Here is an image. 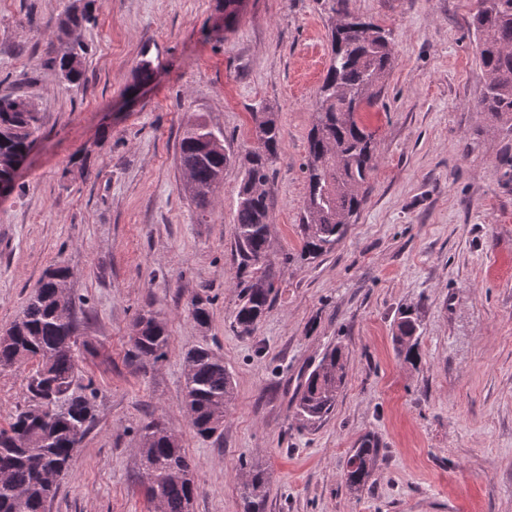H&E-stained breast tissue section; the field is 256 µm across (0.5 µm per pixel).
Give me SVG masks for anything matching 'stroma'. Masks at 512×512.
<instances>
[{
    "mask_svg": "<svg viewBox=\"0 0 512 512\" xmlns=\"http://www.w3.org/2000/svg\"><path fill=\"white\" fill-rule=\"evenodd\" d=\"M57 0H0V95L34 100L41 128L15 187L0 194V333L52 265L69 267L78 390L94 419L46 512H154L138 479L140 434L158 420L197 465L193 512H241L244 466L264 464L265 512H512V131L481 113L471 25L477 0H350L390 29L397 57L376 105L365 202L330 253L300 259L307 135L330 61L323 0H94L96 24L72 86L54 56ZM154 74L137 84L141 60ZM282 132L270 194L276 296L248 334L233 224L241 174L212 206L183 190L178 144L196 118L249 145L259 112ZM209 298L210 318L190 316ZM420 322L418 359L393 342L402 310ZM152 313L164 361L131 356ZM348 374L316 428L294 417L306 373L332 346ZM224 361L234 395L204 438L185 407V357ZM33 362L0 372V429L29 404ZM379 455L363 490L343 466L364 437Z\"/></svg>",
    "mask_w": 512,
    "mask_h": 512,
    "instance_id": "1",
    "label": "stroma"
}]
</instances>
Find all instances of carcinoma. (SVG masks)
Masks as SVG:
<instances>
[{
  "label": "carcinoma",
  "mask_w": 512,
  "mask_h": 512,
  "mask_svg": "<svg viewBox=\"0 0 512 512\" xmlns=\"http://www.w3.org/2000/svg\"><path fill=\"white\" fill-rule=\"evenodd\" d=\"M343 24L331 31V60L315 101L308 132L305 164L306 193L298 229L300 256L316 258L333 251L347 233L351 219L365 201L362 193L376 162L374 132L360 112L375 104L383 80L395 66L390 33L364 20L349 8V0H326ZM61 12L55 56L48 64L75 84L84 76L85 44L74 33L96 21L92 0H60ZM485 83L480 111L512 117V0H479L472 16ZM40 131L36 104L23 97H0V184L12 183L21 157ZM257 150L235 153L226 147L224 132L196 120L179 141L178 160L186 174L185 193L199 208L211 203L224 179V169L236 164L241 180L233 225L236 287L240 288L234 323L240 332H252L270 307L276 291L270 259V184L282 135L275 119L256 122ZM68 269L53 268L26 301L20 318L0 334V371L34 358L37 369L27 391L32 405L15 415L9 428L0 429V512H45L58 479L70 467L77 445L94 419L90 399L76 392L79 373L76 323L59 314L61 303L76 307L62 294ZM209 299L192 302L193 320L209 321ZM139 338L133 357L158 363L167 356V325L151 314L139 316ZM417 319L401 313L394 336L395 350L406 361L416 358ZM346 378L341 346L326 350L301 382L296 396V418L315 426L329 417ZM187 414L197 434L211 437L224 424L233 398L231 376L224 362L209 349L198 347L186 356ZM379 454L375 440H360L344 468L346 485L363 488ZM140 480L147 487L156 512H191L195 497V465L187 457L176 432L152 422L143 427ZM268 480L265 467L252 463L241 488L242 512H265Z\"/></svg>",
  "instance_id": "obj_1"
}]
</instances>
